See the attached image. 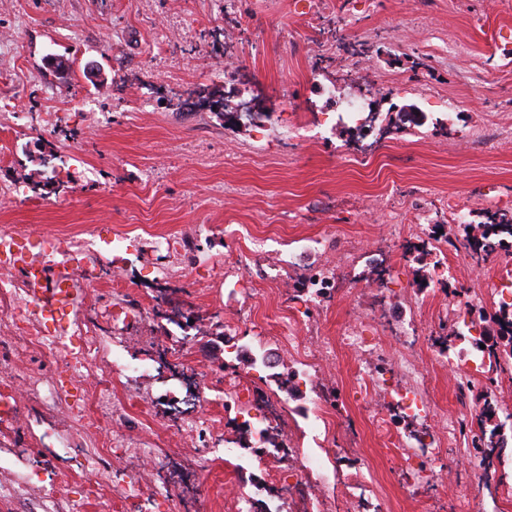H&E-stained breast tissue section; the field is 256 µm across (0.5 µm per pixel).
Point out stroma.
Listing matches in <instances>:
<instances>
[{"label":"stroma","instance_id":"1","mask_svg":"<svg viewBox=\"0 0 512 512\" xmlns=\"http://www.w3.org/2000/svg\"><path fill=\"white\" fill-rule=\"evenodd\" d=\"M0 228L24 237L25 259H41L42 240L90 241L76 256L95 305L78 317L101 343V363L144 366L154 399L142 404L133 381L117 376L112 395L127 407L126 432L155 448V482L121 498L111 484L89 493L90 474L68 447L109 453L34 398L16 393L32 414L28 427L0 431V466L37 487L51 512L82 501L86 512H224L235 478L224 450L239 438L246 409L224 411V364L248 372L288 409L293 444L347 451L376 482L385 512H452L451 487L403 485L399 449L385 447L373 413L398 417L376 400L356 354L335 352L320 381L336 401L323 429L310 431L313 408L292 377L293 355L265 340L269 320L301 316L303 336H339L354 327L403 354L380 314L401 300L419 339L409 358L425 377V401L456 416L485 390L458 394L433 339L438 310L465 308L477 325L450 355L469 359L490 317L512 309V258L476 265L464 255L406 250L451 236L456 203L469 221L512 218V0H0ZM372 91L374 129L354 141L341 113L359 84ZM220 91L253 102V121L218 120L198 104ZM412 104L421 122L393 119ZM50 145L64 193L41 197L22 178ZM162 237L188 238L180 252ZM382 253L383 283L358 260L360 247ZM336 257V292L318 309L297 296L299 281L325 256ZM235 262L245 282L278 266L285 285L242 308L224 286ZM427 284L418 287V276ZM174 320L155 317L161 289ZM231 318L209 335L181 313ZM233 341H225V331ZM16 383L32 375L63 386L71 402L91 396L54 353L1 349ZM210 415L218 427L183 447L181 410ZM432 469L453 468L468 492V512H512V485L486 486L467 439L447 447Z\"/></svg>","mask_w":512,"mask_h":512}]
</instances>
